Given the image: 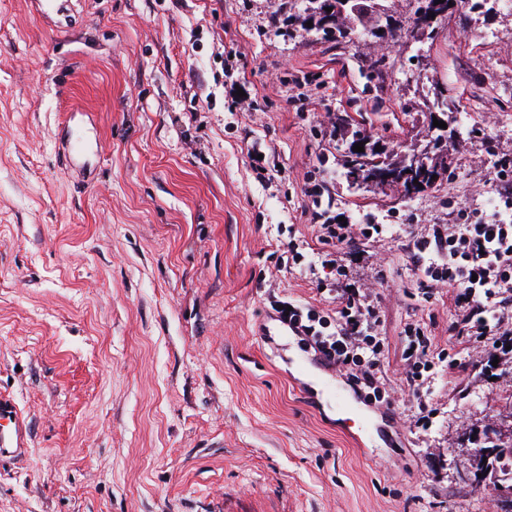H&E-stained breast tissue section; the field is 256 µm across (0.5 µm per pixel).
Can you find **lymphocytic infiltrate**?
Segmentation results:
<instances>
[{
    "label": "lymphocytic infiltrate",
    "mask_w": 512,
    "mask_h": 512,
    "mask_svg": "<svg viewBox=\"0 0 512 512\" xmlns=\"http://www.w3.org/2000/svg\"><path fill=\"white\" fill-rule=\"evenodd\" d=\"M504 204L508 214L455 224L447 234L419 243L420 256L414 264L422 274L423 288H456L451 330L462 337L493 336L501 346L512 347V190L505 191ZM311 222L323 246L321 266L335 273L342 270L336 259L338 246L369 233H384L382 225L357 228L337 222L326 211L312 212ZM287 321L338 369L349 370L357 389L377 392L382 348L373 309L364 307L355 295L345 294L329 312L293 305Z\"/></svg>",
    "instance_id": "1"
}]
</instances>
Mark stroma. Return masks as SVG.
<instances>
[{"mask_svg": "<svg viewBox=\"0 0 512 512\" xmlns=\"http://www.w3.org/2000/svg\"><path fill=\"white\" fill-rule=\"evenodd\" d=\"M277 4L0 0V394L29 434L28 456L0 464V512H494L462 479L461 435L512 415V386L481 371L512 376V358L487 338L450 368L454 291L423 292L408 248L503 189L512 10L453 5L434 41L386 46L381 90L360 69L365 33L337 56L277 30ZM436 83L468 115L448 122L450 174L408 196L349 186L353 132L423 150L410 106ZM314 170L333 214L390 227L345 246L339 278L276 264L289 239L319 246ZM347 290L377 311L388 402L337 370L326 399L296 339L261 333L270 296L329 310ZM411 323L449 356L415 393Z\"/></svg>", "mask_w": 512, "mask_h": 512, "instance_id": "1", "label": "stroma"}]
</instances>
